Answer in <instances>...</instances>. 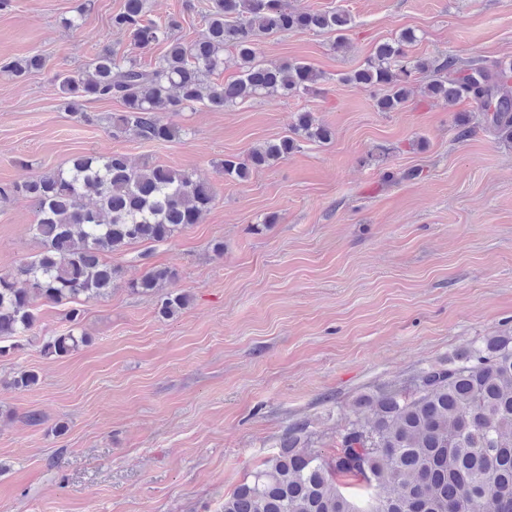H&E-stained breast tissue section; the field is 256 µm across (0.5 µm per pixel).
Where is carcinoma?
<instances>
[{
    "label": "carcinoma",
    "instance_id": "obj_1",
    "mask_svg": "<svg viewBox=\"0 0 512 512\" xmlns=\"http://www.w3.org/2000/svg\"><path fill=\"white\" fill-rule=\"evenodd\" d=\"M206 29L184 43L173 37L180 21L146 18V0H125L112 27L124 32L134 49L164 46L150 69L135 58L102 49L85 67L59 75L60 87L78 119L90 116L87 101L117 100L116 132L141 141L170 142L185 134L166 114L201 103L214 111L258 97L311 94L323 80L303 61L265 64L257 60L262 34L328 31L344 46L352 28L339 10L297 11L288 0H209ZM417 41L406 29L379 44L365 65L344 81L368 90L382 112L407 102L417 76L430 74L424 94L454 102L472 99L498 139L512 142V67L486 65L455 56L407 60ZM236 58L237 78L216 84L224 52ZM35 51L3 66L22 78L42 69ZM332 129L310 112H300L292 134L253 148L246 159L221 162L224 178L239 183L253 171L299 151L307 141L327 142ZM21 194L35 208L32 229L42 250L13 269L0 272V357L22 349L20 338L34 335L33 304L45 299L72 304L68 329L43 341V352L63 357L87 343L76 334L84 310L77 300L107 296L120 280L109 253L142 242H166L198 222L213 202L210 184L193 174L134 164L123 152L75 156L39 178L0 189V197ZM179 278L173 266H154L128 282L135 293L157 292ZM190 302L181 291L161 298L160 313L176 316ZM38 377L19 371L10 388L33 389ZM369 418L346 419L336 454L328 457L304 439L306 426L294 425L280 450L224 498L223 512H512V336L474 342L446 365L419 370L407 384L361 400ZM350 476L365 492L357 501L337 484Z\"/></svg>",
    "mask_w": 512,
    "mask_h": 512
}]
</instances>
